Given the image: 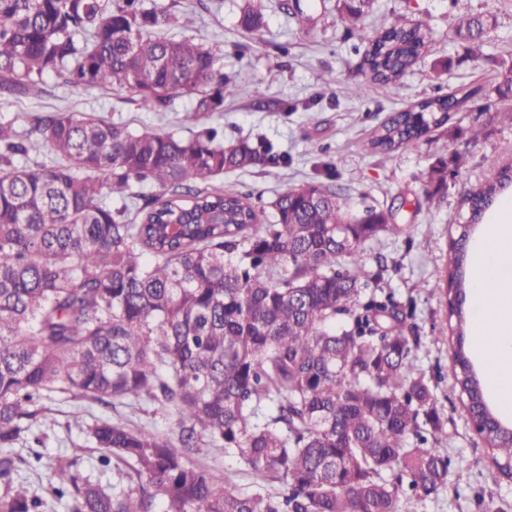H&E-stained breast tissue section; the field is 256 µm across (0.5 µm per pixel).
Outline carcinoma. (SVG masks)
Masks as SVG:
<instances>
[{
	"instance_id": "cac0c4a2",
	"label": "carcinoma",
	"mask_w": 512,
	"mask_h": 512,
	"mask_svg": "<svg viewBox=\"0 0 512 512\" xmlns=\"http://www.w3.org/2000/svg\"><path fill=\"white\" fill-rule=\"evenodd\" d=\"M365 63L386 94L426 47L428 21L362 25L376 0H337ZM180 17L143 0H0V95L19 100L44 74L73 87L124 89L154 112L196 95L176 137L84 114L47 112L18 130L0 122V512H400V494L436 497L452 461L429 444L436 400L410 357L418 337L373 281L363 244L397 234L392 212L358 217L331 183L287 188L273 223L250 195L224 191L228 171L285 163L271 144L224 143L200 120L249 90L217 66L213 48L160 33ZM250 30L263 13L245 0ZM495 20L461 14L454 35L482 54ZM512 99V65L489 88H458L391 116L363 144L389 154L465 112L477 95ZM441 158L425 192L448 185ZM122 195V205L102 190ZM158 189L146 194V187ZM512 188V164L490 168L465 198L477 221ZM471 227L450 238L434 285L455 339L454 388L478 422L491 465L512 478V424L485 398L470 356L465 307ZM73 403L66 430L100 452L93 481L78 456L30 463L17 446L54 429L48 403ZM173 414V440L146 425L91 417L87 405ZM239 458L248 492L217 480L178 448ZM47 471L36 494L21 466Z\"/></svg>"
}]
</instances>
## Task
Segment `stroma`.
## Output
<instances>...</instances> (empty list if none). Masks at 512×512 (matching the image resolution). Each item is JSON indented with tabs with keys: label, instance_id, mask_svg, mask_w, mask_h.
I'll return each instance as SVG.
<instances>
[{
	"label": "stroma",
	"instance_id": "obj_1",
	"mask_svg": "<svg viewBox=\"0 0 512 512\" xmlns=\"http://www.w3.org/2000/svg\"><path fill=\"white\" fill-rule=\"evenodd\" d=\"M265 25L248 31L240 24L242 0H144L149 8L194 14L188 27L168 30L169 38L194 39L213 47L226 76L250 89V96L225 98L210 121L224 127L225 141L263 137L288 154L282 167L228 173L224 188L246 193L258 211L271 213V204L287 187L323 179L324 165L336 169L356 215L366 209L397 212L404 231L367 241L364 254L379 278L376 289L393 294L413 312L411 323L421 343L412 353L436 398L442 426L441 446L451 459L464 460L451 468L448 484L437 497L421 502L417 512H512V479L500 476L488 461L481 436L473 429L453 389V347L439 340L442 303L432 288L448 253V240L459 225L466 194L484 174L512 155V112L504 103L457 115L459 134L447 127L432 129L417 142L391 155L366 151L363 142L392 113L419 100L444 95L461 86H490L503 65L512 64V0H377L364 26L376 35L397 19L426 18L431 42L418 64L401 80L393 95H384L364 67L365 43L351 36L336 9V0H262ZM462 13L495 17L484 53L471 57L454 38L453 22ZM331 74V84L320 77ZM359 87L352 95L351 87ZM194 98H176L165 112L135 102L131 94L103 87L73 88L56 72L44 75L39 93L22 101L0 97V120L28 124L43 112H83L132 128L150 127L179 137L189 136L183 122ZM482 130L480 141L468 139V128ZM461 153L465 165L449 171L448 187L433 197L423 195L428 168L440 156ZM56 425L39 452L63 453L64 442L78 446L82 474L99 479L92 450L78 432H67L70 403L52 405Z\"/></svg>",
	"mask_w": 512,
	"mask_h": 512
}]
</instances>
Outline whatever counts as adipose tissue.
<instances>
[{
	"instance_id": "adipose-tissue-1",
	"label": "adipose tissue",
	"mask_w": 512,
	"mask_h": 512,
	"mask_svg": "<svg viewBox=\"0 0 512 512\" xmlns=\"http://www.w3.org/2000/svg\"><path fill=\"white\" fill-rule=\"evenodd\" d=\"M471 297L475 350L495 396L512 392V211L501 209L476 246Z\"/></svg>"
}]
</instances>
